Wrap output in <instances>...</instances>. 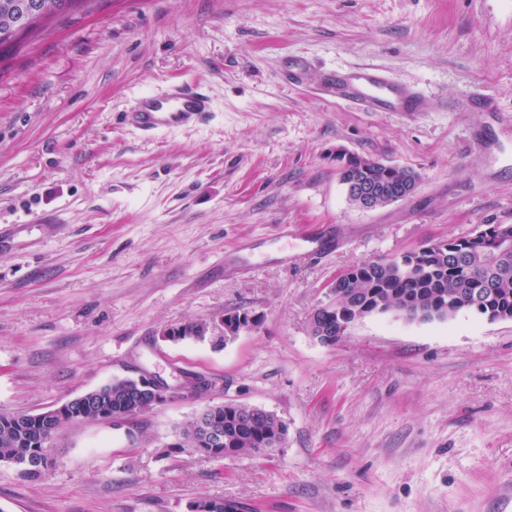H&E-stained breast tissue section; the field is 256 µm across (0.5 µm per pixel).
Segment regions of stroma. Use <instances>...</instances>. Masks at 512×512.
Segmentation results:
<instances>
[{"label": "stroma", "instance_id": "1", "mask_svg": "<svg viewBox=\"0 0 512 512\" xmlns=\"http://www.w3.org/2000/svg\"><path fill=\"white\" fill-rule=\"evenodd\" d=\"M423 106L365 112L331 83L361 65ZM204 84L213 110L152 139L141 91ZM512 0H83L0 58V412L120 378L165 403L63 428L56 464L0 462V512H512V320L392 314L311 332L348 268L512 224ZM415 169L363 209L336 152ZM230 310L259 325L213 348ZM206 323L209 340L162 332ZM212 382L203 394L193 375ZM288 425L263 456L170 448L209 405Z\"/></svg>", "mask_w": 512, "mask_h": 512}]
</instances>
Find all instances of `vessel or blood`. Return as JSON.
Returning a JSON list of instances; mask_svg holds the SVG:
<instances>
[{
	"instance_id": "1",
	"label": "vessel or blood",
	"mask_w": 512,
	"mask_h": 512,
	"mask_svg": "<svg viewBox=\"0 0 512 512\" xmlns=\"http://www.w3.org/2000/svg\"><path fill=\"white\" fill-rule=\"evenodd\" d=\"M336 87L347 100L366 112L398 111L412 114L418 106L401 88L390 84L371 66L356 69L354 75L340 76ZM212 110L206 86L199 83L171 84L163 90L139 93L122 112L121 122L146 138L197 126Z\"/></svg>"
}]
</instances>
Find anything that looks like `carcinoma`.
I'll return each instance as SVG.
<instances>
[{
	"label": "carcinoma",
	"mask_w": 512,
	"mask_h": 512,
	"mask_svg": "<svg viewBox=\"0 0 512 512\" xmlns=\"http://www.w3.org/2000/svg\"><path fill=\"white\" fill-rule=\"evenodd\" d=\"M39 0H0V54L18 46L32 34L47 16L37 12ZM339 180L361 173L373 182L387 184L393 193L403 188L406 174L386 166L373 165L369 158L351 155L345 165L336 168ZM492 238H512V224H485L476 233L426 244L400 256L383 257L352 267V276L344 287L357 296L350 303L343 297L319 306L314 315L332 327L358 323L360 317L392 313L408 321L419 316L426 320L452 319L460 310L486 316H512V253L487 265L488 256L481 244ZM183 339L205 340L208 325H181ZM141 389L130 378L112 381L98 391L93 402L76 406L88 420L112 416H137L149 407V398H137ZM241 406L221 403L210 406L211 423L224 429V442L191 443L186 448L214 460L267 452L265 431L277 426L287 435L282 419L264 423L245 421ZM71 423L40 413H0V461H20L22 478L35 480L45 469L31 465L51 447L55 434Z\"/></svg>",
	"instance_id": "1"
}]
</instances>
